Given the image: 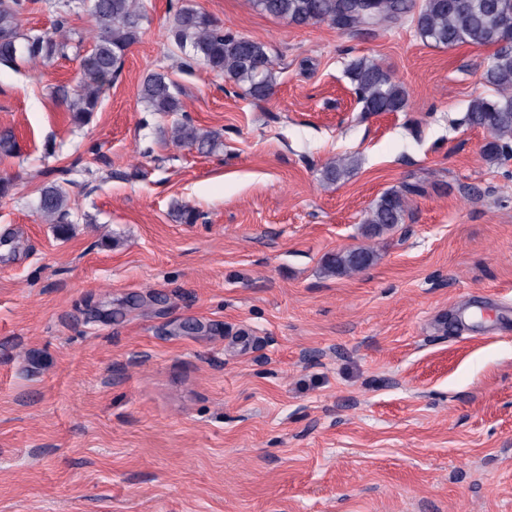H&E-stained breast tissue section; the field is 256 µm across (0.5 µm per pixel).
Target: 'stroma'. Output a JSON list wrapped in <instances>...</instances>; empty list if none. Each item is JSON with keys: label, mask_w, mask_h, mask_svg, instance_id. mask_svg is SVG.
Masks as SVG:
<instances>
[{"label": "stroma", "mask_w": 512, "mask_h": 512, "mask_svg": "<svg viewBox=\"0 0 512 512\" xmlns=\"http://www.w3.org/2000/svg\"><path fill=\"white\" fill-rule=\"evenodd\" d=\"M191 2L267 46L272 97L183 66L169 0L85 123L54 96L75 55L0 65V512H512V156L463 121L492 48ZM360 57L405 110L363 111ZM154 71L214 154L168 142L139 100ZM63 168L66 239L36 210ZM403 185L411 215L362 236ZM364 245L358 277L324 273Z\"/></svg>", "instance_id": "stroma-1"}]
</instances>
